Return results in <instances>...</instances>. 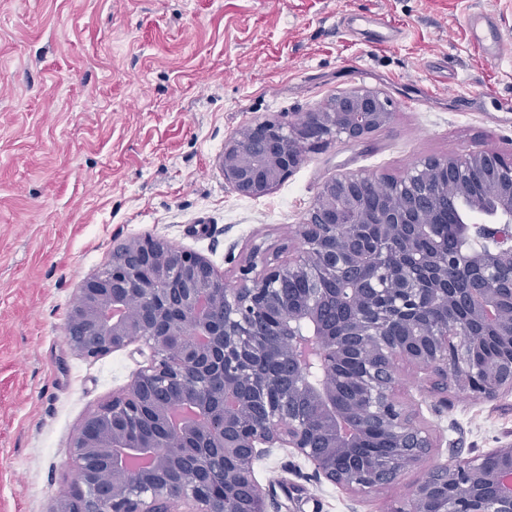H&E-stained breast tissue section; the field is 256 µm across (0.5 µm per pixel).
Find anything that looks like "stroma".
<instances>
[{"instance_id": "1", "label": "stroma", "mask_w": 512, "mask_h": 512, "mask_svg": "<svg viewBox=\"0 0 512 512\" xmlns=\"http://www.w3.org/2000/svg\"><path fill=\"white\" fill-rule=\"evenodd\" d=\"M471 13L510 16L512 50V0H0V512H53L82 423L153 359L142 342L87 359L67 341L74 295L113 246L161 237L233 280L253 247L297 250L338 174L512 150V57L474 47ZM360 87L393 112L369 142L305 153L262 198L225 183V140ZM402 387L436 441L425 468L512 443V393ZM312 470L290 448L257 460L267 512H394L421 476L355 496Z\"/></svg>"}]
</instances>
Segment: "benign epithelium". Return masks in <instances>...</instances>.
Here are the masks:
<instances>
[{
	"instance_id": "7a95c632",
	"label": "benign epithelium",
	"mask_w": 512,
	"mask_h": 512,
	"mask_svg": "<svg viewBox=\"0 0 512 512\" xmlns=\"http://www.w3.org/2000/svg\"><path fill=\"white\" fill-rule=\"evenodd\" d=\"M391 119L383 92L357 88L294 121L256 122L224 143V181L264 197L305 150L364 143ZM430 197L447 198L452 217L432 218ZM472 212L498 216L497 245L453 256L448 237L471 236ZM296 233L301 247L286 258L252 248L234 288L205 256L151 235L113 248L83 281L71 349L97 358L143 341L154 359L84 421L71 450L78 478L53 512H178L180 502L266 512L253 476L261 447L292 448L316 480L364 494L435 447L398 399L402 369L444 393H512V302L501 288L512 269V152L424 157L395 178L339 174ZM460 257L470 282L450 288L448 264ZM295 281L309 284L298 299L285 288ZM487 325L509 350L492 365L477 335ZM373 429L398 449L384 466L360 454ZM396 512H512V443L428 469L410 509Z\"/></svg>"
}]
</instances>
